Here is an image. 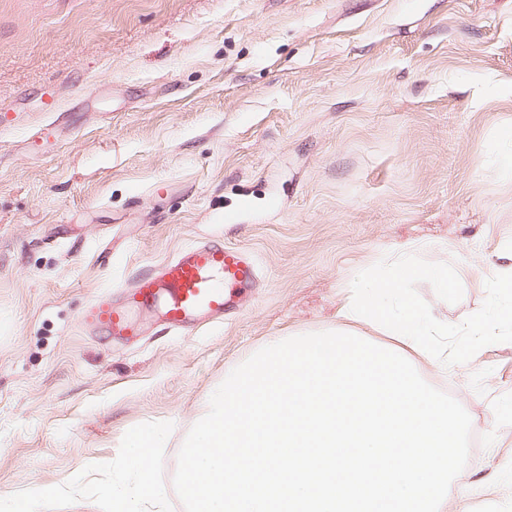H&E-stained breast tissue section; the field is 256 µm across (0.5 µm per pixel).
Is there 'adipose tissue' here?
I'll list each match as a JSON object with an SVG mask.
<instances>
[{"label": "adipose tissue", "mask_w": 512, "mask_h": 512, "mask_svg": "<svg viewBox=\"0 0 512 512\" xmlns=\"http://www.w3.org/2000/svg\"><path fill=\"white\" fill-rule=\"evenodd\" d=\"M161 437L153 431L133 433L126 450V467L134 475L130 486L115 488L105 485L102 496L107 503L108 512H147V505H158L162 499L154 482V448Z\"/></svg>", "instance_id": "1"}]
</instances>
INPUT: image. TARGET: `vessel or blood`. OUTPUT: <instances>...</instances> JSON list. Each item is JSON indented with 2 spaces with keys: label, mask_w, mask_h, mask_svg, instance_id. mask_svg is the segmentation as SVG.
Here are the masks:
<instances>
[{
  "label": "vessel or blood",
  "mask_w": 512,
  "mask_h": 512,
  "mask_svg": "<svg viewBox=\"0 0 512 512\" xmlns=\"http://www.w3.org/2000/svg\"><path fill=\"white\" fill-rule=\"evenodd\" d=\"M257 268L243 248L214 243L195 244L180 250L158 271H145L121 286L125 304H114L110 294L96 297L81 318L112 335L128 333L127 309L163 302L172 329L186 330L194 323L218 322L233 294L257 287Z\"/></svg>",
  "instance_id": "vessel-or-blood-1"
}]
</instances>
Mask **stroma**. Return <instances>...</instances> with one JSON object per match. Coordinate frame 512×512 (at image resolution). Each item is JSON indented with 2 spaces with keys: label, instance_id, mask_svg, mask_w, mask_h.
Listing matches in <instances>:
<instances>
[{
  "label": "stroma",
  "instance_id": "35a3bbf8",
  "mask_svg": "<svg viewBox=\"0 0 512 512\" xmlns=\"http://www.w3.org/2000/svg\"><path fill=\"white\" fill-rule=\"evenodd\" d=\"M511 134L512 0H0V501L105 512L131 435L158 428L183 512L210 389L275 338L390 344L338 311L399 249L454 265L460 302L417 286L437 320L478 311L512 250ZM200 241L264 280L223 321L81 323ZM394 347L472 420L444 512H512V342L451 367Z\"/></svg>",
  "mask_w": 512,
  "mask_h": 512
}]
</instances>
